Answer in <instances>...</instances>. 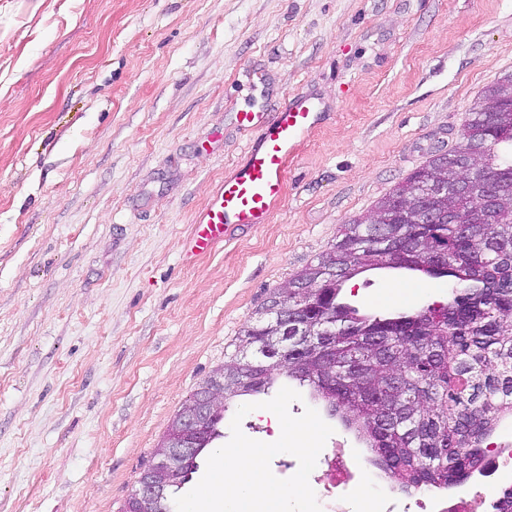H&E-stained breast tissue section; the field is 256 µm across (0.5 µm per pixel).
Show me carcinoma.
I'll return each instance as SVG.
<instances>
[{"instance_id": "carcinoma-1", "label": "carcinoma", "mask_w": 512, "mask_h": 512, "mask_svg": "<svg viewBox=\"0 0 512 512\" xmlns=\"http://www.w3.org/2000/svg\"><path fill=\"white\" fill-rule=\"evenodd\" d=\"M468 124L482 140L462 136L449 154L482 151L483 166L505 198L458 195L463 215L481 224L463 236L459 225L417 224L380 204L383 215L345 225L341 238L296 279L317 286L301 302V328L315 340L288 347L285 364L260 363L243 350L215 371L234 378L224 399L259 393L284 376L313 388L329 412L354 422L373 464L405 491L446 489L465 480L483 460V444L498 418L512 413V112L471 110ZM448 246V263L425 261L430 241ZM406 269L446 277L448 302L389 317L367 316L342 301V284L371 269ZM252 349L279 347L275 324L257 320L241 331ZM198 465L166 487L165 512Z\"/></svg>"}]
</instances>
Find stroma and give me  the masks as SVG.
<instances>
[{
  "label": "stroma",
  "mask_w": 512,
  "mask_h": 512,
  "mask_svg": "<svg viewBox=\"0 0 512 512\" xmlns=\"http://www.w3.org/2000/svg\"><path fill=\"white\" fill-rule=\"evenodd\" d=\"M512 73V0H0V512H121L171 419L260 304L447 153ZM310 94L270 223L204 257L193 217L241 111ZM387 316L448 281L368 270ZM370 476L371 451L309 387Z\"/></svg>",
  "instance_id": "35a3bbf8"
}]
</instances>
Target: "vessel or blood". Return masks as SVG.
Wrapping results in <instances>:
<instances>
[{
	"mask_svg": "<svg viewBox=\"0 0 512 512\" xmlns=\"http://www.w3.org/2000/svg\"><path fill=\"white\" fill-rule=\"evenodd\" d=\"M312 100L294 94L270 112H241L239 126L252 134L242 162L197 211L186 242L188 255L209 253L233 228L269 223L284 195V166L301 137L327 121Z\"/></svg>",
	"mask_w": 512,
	"mask_h": 512,
	"instance_id": "1",
	"label": "vessel or blood"
}]
</instances>
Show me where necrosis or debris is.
Returning a JSON list of instances; mask_svg holds the SVG:
<instances>
[{"instance_id": "4bbe7bcc", "label": "necrosis or debris", "mask_w": 512, "mask_h": 512, "mask_svg": "<svg viewBox=\"0 0 512 512\" xmlns=\"http://www.w3.org/2000/svg\"><path fill=\"white\" fill-rule=\"evenodd\" d=\"M488 465L471 473L467 483L452 485L444 497H402L396 489L364 483L362 470L343 446L326 448L322 459L329 469L327 481H313L322 512H353L357 496L371 504L369 512H494L493 487L512 480V431L488 445Z\"/></svg>"}]
</instances>
